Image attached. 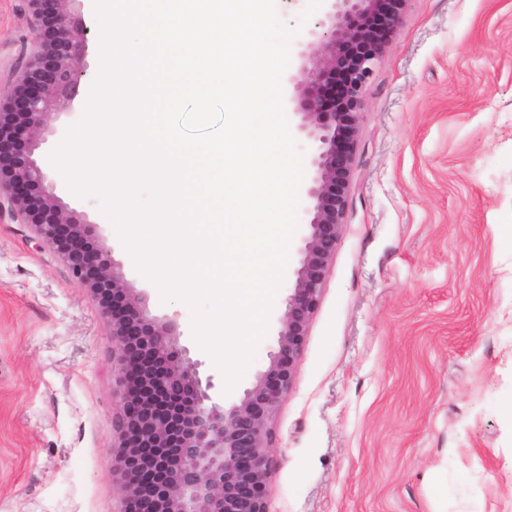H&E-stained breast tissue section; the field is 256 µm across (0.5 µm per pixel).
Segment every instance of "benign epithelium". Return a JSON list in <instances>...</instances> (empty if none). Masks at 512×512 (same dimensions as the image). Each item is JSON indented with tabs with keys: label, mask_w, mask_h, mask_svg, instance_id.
I'll return each mask as SVG.
<instances>
[{
	"label": "benign epithelium",
	"mask_w": 512,
	"mask_h": 512,
	"mask_svg": "<svg viewBox=\"0 0 512 512\" xmlns=\"http://www.w3.org/2000/svg\"><path fill=\"white\" fill-rule=\"evenodd\" d=\"M37 21L20 83L0 85V219L29 224L90 291L121 363L117 460L123 512H269L276 415L294 385L311 320L346 224L365 90L408 0H331L288 83L296 132L313 141L304 223L277 346L238 400L214 401L213 378L178 342L176 323L150 312L98 225L56 193L43 135L73 111L85 75L86 26L77 0H22Z\"/></svg>",
	"instance_id": "1"
}]
</instances>
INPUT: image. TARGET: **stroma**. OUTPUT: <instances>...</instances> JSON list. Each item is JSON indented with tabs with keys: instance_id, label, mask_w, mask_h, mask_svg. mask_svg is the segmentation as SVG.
Returning <instances> with one entry per match:
<instances>
[{
	"instance_id": "35a3bbf8",
	"label": "stroma",
	"mask_w": 512,
	"mask_h": 512,
	"mask_svg": "<svg viewBox=\"0 0 512 512\" xmlns=\"http://www.w3.org/2000/svg\"><path fill=\"white\" fill-rule=\"evenodd\" d=\"M296 28L288 72L330 0H276ZM100 71L95 0H82ZM33 38L0 0V82ZM219 400L267 363L282 297L231 393L192 310L163 300L109 215L55 166ZM119 363L88 290L29 226L0 221V512H120ZM270 512H512V0H408L367 84L347 224L296 379L275 420Z\"/></svg>"
}]
</instances>
